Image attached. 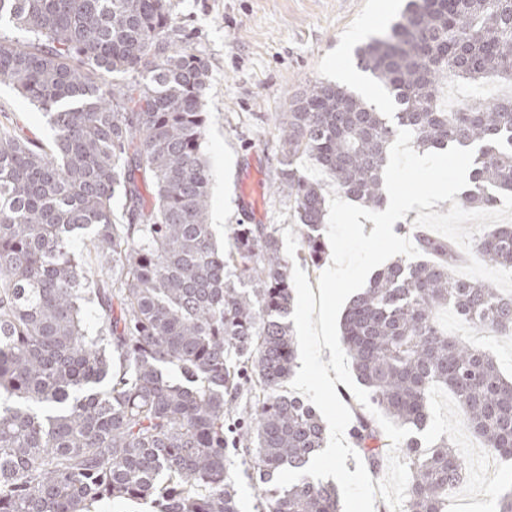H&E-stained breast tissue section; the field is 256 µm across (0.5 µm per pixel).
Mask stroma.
Wrapping results in <instances>:
<instances>
[{"label": "stroma", "mask_w": 512, "mask_h": 512, "mask_svg": "<svg viewBox=\"0 0 512 512\" xmlns=\"http://www.w3.org/2000/svg\"><path fill=\"white\" fill-rule=\"evenodd\" d=\"M180 24L194 34L192 46L210 67L203 154L212 185L208 222L221 246L242 222V185L257 193L262 223L276 228L290 263L303 266L310 285L321 267L305 263L304 232L294 205L277 190L280 147L277 116L308 81L342 82L359 71L356 51L398 18L405 0H174ZM0 114L18 133L46 143L47 116L15 90L0 87ZM425 445L447 438L466 474L451 501L471 500L475 512H498V491L512 482V461L490 455L462 423L453 394L436 388Z\"/></svg>", "instance_id": "stroma-1"}]
</instances>
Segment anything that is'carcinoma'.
<instances>
[{"label":"carcinoma","instance_id":"carcinoma-1","mask_svg":"<svg viewBox=\"0 0 512 512\" xmlns=\"http://www.w3.org/2000/svg\"><path fill=\"white\" fill-rule=\"evenodd\" d=\"M0 85L49 117L46 145L0 121V512H92L103 500L155 512H239L238 457L262 491L260 512H340L335 486L303 477L325 447L308 402L285 393L295 367L288 258L268 224H234L218 249L202 152L209 65L175 22L172 0H0ZM360 67L399 107L397 123L338 84L312 82L278 117L281 168L306 230L305 259L325 254L321 186L368 207L386 200L397 131L418 148L476 149L464 198L492 206L512 191V99L438 107V86L512 78V0H408L400 19L359 47ZM131 81L117 85L110 76ZM123 200L126 222L113 219ZM88 241L86 258L74 241ZM435 261L391 260L353 295L342 338L372 404L421 431L433 388L463 424L512 459V380L476 344L435 320L512 331V295L451 271L448 244L419 238ZM487 263L512 268V225L481 238ZM103 319L88 335L85 305ZM352 437L378 471L390 443L356 413ZM403 512H447L463 459L443 437L405 444Z\"/></svg>","mask_w":512,"mask_h":512}]
</instances>
